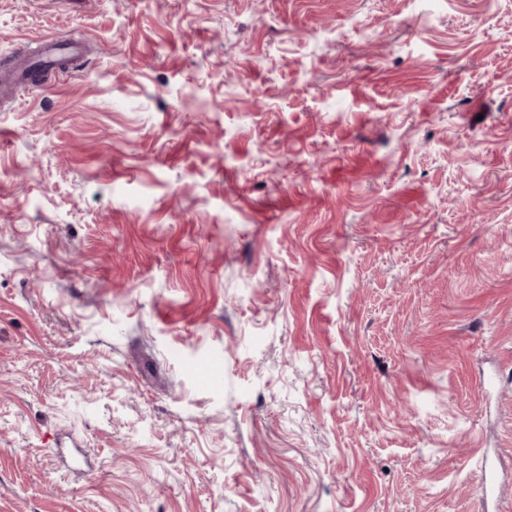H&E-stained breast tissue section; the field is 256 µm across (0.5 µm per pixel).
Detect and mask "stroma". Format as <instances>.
Here are the masks:
<instances>
[{
	"label": "stroma",
	"mask_w": 512,
	"mask_h": 512,
	"mask_svg": "<svg viewBox=\"0 0 512 512\" xmlns=\"http://www.w3.org/2000/svg\"><path fill=\"white\" fill-rule=\"evenodd\" d=\"M5 59L0 512H512V0H0Z\"/></svg>",
	"instance_id": "obj_1"
}]
</instances>
